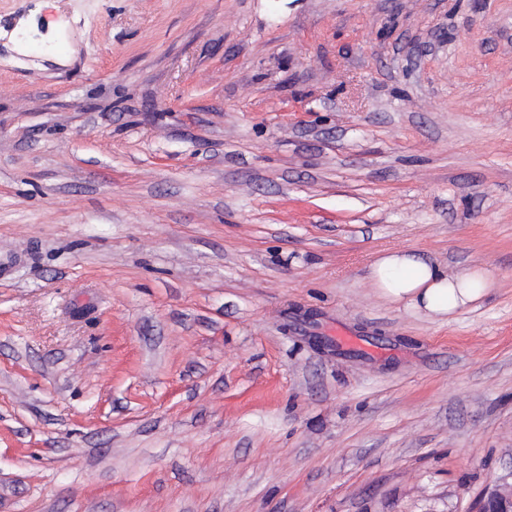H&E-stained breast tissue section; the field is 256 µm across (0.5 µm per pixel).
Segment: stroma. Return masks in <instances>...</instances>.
Here are the masks:
<instances>
[{"label":"stroma","mask_w":512,"mask_h":512,"mask_svg":"<svg viewBox=\"0 0 512 512\" xmlns=\"http://www.w3.org/2000/svg\"><path fill=\"white\" fill-rule=\"evenodd\" d=\"M396 249L495 286L432 320ZM504 482L512 0H0V512Z\"/></svg>","instance_id":"35a3bbf8"}]
</instances>
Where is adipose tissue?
Listing matches in <instances>:
<instances>
[{
    "instance_id": "ef3b65f1",
    "label": "adipose tissue",
    "mask_w": 512,
    "mask_h": 512,
    "mask_svg": "<svg viewBox=\"0 0 512 512\" xmlns=\"http://www.w3.org/2000/svg\"><path fill=\"white\" fill-rule=\"evenodd\" d=\"M370 280L387 301L406 304L436 319L475 304L494 286L487 269L467 267L451 274L407 250L379 257L371 266Z\"/></svg>"
}]
</instances>
